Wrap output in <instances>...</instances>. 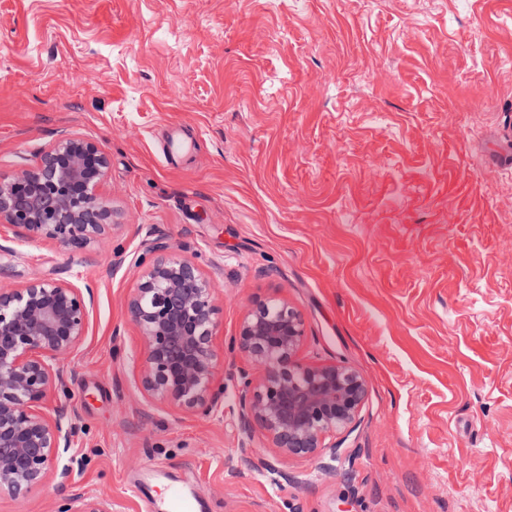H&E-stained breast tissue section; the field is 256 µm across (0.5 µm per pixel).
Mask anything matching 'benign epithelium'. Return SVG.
I'll list each match as a JSON object with an SVG mask.
<instances>
[{
    "mask_svg": "<svg viewBox=\"0 0 512 512\" xmlns=\"http://www.w3.org/2000/svg\"><path fill=\"white\" fill-rule=\"evenodd\" d=\"M110 161L95 142L65 136L40 149L34 164L0 173V253L49 241L70 260L83 254L112 226L106 189ZM139 272L126 302L144 343L138 386L151 403L207 418L224 416V375L218 373L219 306L211 278L193 262L146 240L130 254ZM16 267L0 264V494L24 497L52 474L72 483L63 463L72 445L70 404L44 411L48 394L66 386L68 355L86 333L92 287L71 280L34 278L20 287ZM302 313L278 297L260 299L243 318L231 349L246 363L233 375L241 433L237 463L266 473L280 485L288 472L280 457L321 460L330 474L336 442L356 430L367 385L347 363H318L301 356ZM260 430L271 458L255 455ZM57 512H112V504L81 494Z\"/></svg>",
    "mask_w": 512,
    "mask_h": 512,
    "instance_id": "benign-epithelium-1",
    "label": "benign epithelium"
}]
</instances>
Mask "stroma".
<instances>
[{"label": "stroma", "mask_w": 512, "mask_h": 512, "mask_svg": "<svg viewBox=\"0 0 512 512\" xmlns=\"http://www.w3.org/2000/svg\"><path fill=\"white\" fill-rule=\"evenodd\" d=\"M71 134L108 154L112 226L70 269L93 289L74 377L72 492L146 512H512V0H0V172ZM192 141L168 165V137ZM215 283L219 340L254 300L300 309L304 353L368 383L336 470L234 468L224 417L149 409L125 303L145 235ZM47 479L0 512H56ZM166 512H195L197 499L182 485L169 484L165 487Z\"/></svg>", "instance_id": "35a3bbf8"}]
</instances>
